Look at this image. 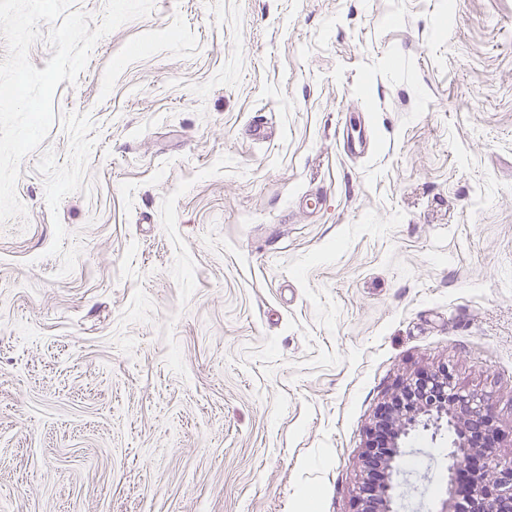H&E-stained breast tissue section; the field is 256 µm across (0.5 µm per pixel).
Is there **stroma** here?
<instances>
[{"instance_id":"obj_1","label":"stroma","mask_w":512,"mask_h":512,"mask_svg":"<svg viewBox=\"0 0 512 512\" xmlns=\"http://www.w3.org/2000/svg\"><path fill=\"white\" fill-rule=\"evenodd\" d=\"M54 111L0 224V512H359L444 368L512 454V0H154Z\"/></svg>"}]
</instances>
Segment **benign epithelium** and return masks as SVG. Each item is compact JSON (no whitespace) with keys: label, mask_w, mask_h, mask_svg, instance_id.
Segmentation results:
<instances>
[{"label":"benign epithelium","mask_w":512,"mask_h":512,"mask_svg":"<svg viewBox=\"0 0 512 512\" xmlns=\"http://www.w3.org/2000/svg\"><path fill=\"white\" fill-rule=\"evenodd\" d=\"M426 379L433 384L435 397L379 416L390 431L393 451L382 462V483L362 487L360 512H393L390 480L399 466V447L418 427L444 426L453 431L454 439L448 453L447 498L440 512H512V456L496 453L497 428L489 400L461 390L449 371H435Z\"/></svg>","instance_id":"1"}]
</instances>
